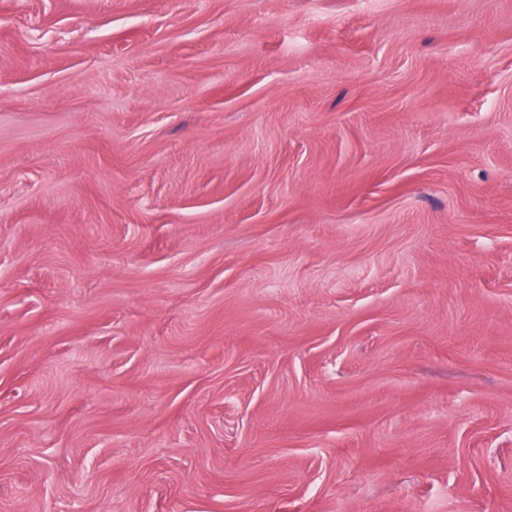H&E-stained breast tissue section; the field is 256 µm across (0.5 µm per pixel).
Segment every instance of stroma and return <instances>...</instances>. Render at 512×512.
<instances>
[{"mask_svg":"<svg viewBox=\"0 0 512 512\" xmlns=\"http://www.w3.org/2000/svg\"><path fill=\"white\" fill-rule=\"evenodd\" d=\"M0 512H512V0H0Z\"/></svg>","mask_w":512,"mask_h":512,"instance_id":"obj_1","label":"stroma"}]
</instances>
